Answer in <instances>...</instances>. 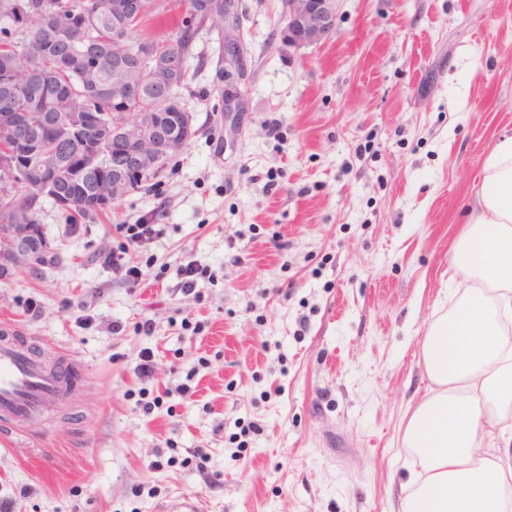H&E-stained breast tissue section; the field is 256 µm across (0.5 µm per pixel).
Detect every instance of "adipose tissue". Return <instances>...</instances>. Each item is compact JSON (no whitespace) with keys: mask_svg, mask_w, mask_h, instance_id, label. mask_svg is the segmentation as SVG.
<instances>
[{"mask_svg":"<svg viewBox=\"0 0 512 512\" xmlns=\"http://www.w3.org/2000/svg\"><path fill=\"white\" fill-rule=\"evenodd\" d=\"M448 279L462 292L419 340L428 385L405 414L416 471L397 512H512L511 136L488 156Z\"/></svg>","mask_w":512,"mask_h":512,"instance_id":"obj_1","label":"adipose tissue"}]
</instances>
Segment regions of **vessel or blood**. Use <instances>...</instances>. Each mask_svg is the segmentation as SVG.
I'll list each match as a JSON object with an SVG mask.
<instances>
[{"label": "vessel or blood", "instance_id": "1", "mask_svg": "<svg viewBox=\"0 0 512 512\" xmlns=\"http://www.w3.org/2000/svg\"><path fill=\"white\" fill-rule=\"evenodd\" d=\"M74 382L64 371L46 370L38 354L17 342H0V419H29L52 408Z\"/></svg>", "mask_w": 512, "mask_h": 512}]
</instances>
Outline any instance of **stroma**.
<instances>
[{"label":"stroma","instance_id":"obj_1","mask_svg":"<svg viewBox=\"0 0 512 512\" xmlns=\"http://www.w3.org/2000/svg\"><path fill=\"white\" fill-rule=\"evenodd\" d=\"M243 5L247 111L225 116L200 27L185 151L94 222L43 200L53 261L0 281V339L81 368L0 441L13 512H396L417 342L455 299L461 215L512 135V0H339L334 35L297 52L279 0ZM130 224L163 234L131 251ZM121 249L138 282L106 264ZM189 261L210 272L190 294Z\"/></svg>","mask_w":512,"mask_h":512}]
</instances>
